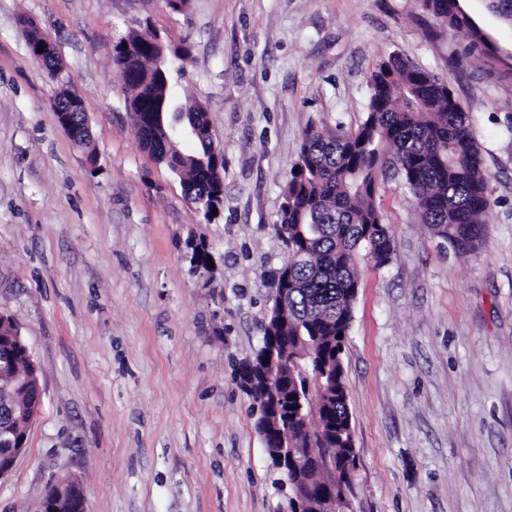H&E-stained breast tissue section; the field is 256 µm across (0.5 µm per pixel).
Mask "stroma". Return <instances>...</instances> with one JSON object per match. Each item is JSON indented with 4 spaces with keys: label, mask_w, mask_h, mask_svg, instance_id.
<instances>
[{
    "label": "stroma",
    "mask_w": 512,
    "mask_h": 512,
    "mask_svg": "<svg viewBox=\"0 0 512 512\" xmlns=\"http://www.w3.org/2000/svg\"><path fill=\"white\" fill-rule=\"evenodd\" d=\"M460 4L491 55L421 0H0V313L43 388L0 512H42L62 476L87 512H289L239 374L288 258L280 193L302 135L357 129L392 54L470 112L491 210L459 256L399 178L381 180L395 247L360 267L342 353L355 462L335 512H512V22ZM25 17L56 41L63 82L35 61ZM142 25L190 49L171 92L206 106L224 153L212 220L126 108L113 46ZM64 89L84 102L90 149L57 123ZM193 239L212 277L192 275Z\"/></svg>",
    "instance_id": "stroma-1"
}]
</instances>
